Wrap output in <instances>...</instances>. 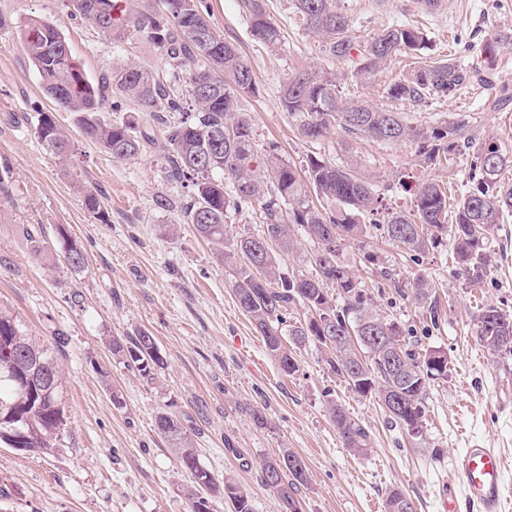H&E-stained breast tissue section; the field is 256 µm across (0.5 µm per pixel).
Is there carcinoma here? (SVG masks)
Listing matches in <instances>:
<instances>
[{"label": "carcinoma", "instance_id": "cac0c4a2", "mask_svg": "<svg viewBox=\"0 0 512 512\" xmlns=\"http://www.w3.org/2000/svg\"><path fill=\"white\" fill-rule=\"evenodd\" d=\"M250 16L252 35L269 48L278 46L282 33L268 17L263 0H242ZM70 18H80L105 33L117 46L142 38L160 49L169 61L172 80L150 70L126 64L94 84L73 56L60 25L33 16L18 30L21 47L36 67L43 88L61 109L75 115L81 134L115 160L152 151L165 178L188 190L180 215L214 254L231 277L238 307L263 336L269 354L288 375L298 371L294 350L314 344L325 352L332 373L352 391L375 396L388 417L411 440L413 429L424 428V401L430 381L448 376V364H431V350L417 351L398 325L383 319L372 298L358 281L353 266L341 254L342 241L361 239L374 228L390 244L417 257L452 237L458 274L471 283L484 279L489 268L487 245L501 221L512 216V180L505 171L512 157L483 145L471 161L470 187L456 196L435 179L397 184L411 196L409 210H385L384 190L360 170L358 161L340 166L324 157L309 155L303 170L284 161L272 147L263 165L254 162L253 129L241 100L257 93V85L237 46L224 38L211 19L204 0H62ZM306 30L323 43L325 54L348 62L357 74L374 75L388 61L405 55L410 70L386 91L395 100L425 103L455 94L467 71L446 60L422 56L427 35L409 24H395L357 44L349 36L350 19L338 0H292ZM185 86H179L180 79ZM336 75L311 71L288 79L280 102L295 121L299 134L317 140L337 126L380 142L410 141L417 145L421 164L436 166L463 138L462 126L448 119L434 125L412 126L397 112L364 103L341 106ZM144 112L120 119L110 112L128 107ZM43 148L62 161L74 153L69 134L51 112H38L32 126ZM231 189H226V184ZM85 209L104 222L98 194H82ZM260 211L259 234L237 231L228 224L247 209ZM299 226L314 244L313 271L305 275L283 271L277 253L295 250L294 227ZM64 260L75 272L84 270L86 257L77 241L62 237ZM364 259L380 266L381 278L397 290L411 287L414 298L427 302L429 283L422 277L403 281L381 265L379 255ZM305 309L302 319L288 311ZM493 312V320L485 319ZM477 340L497 354L512 353V312L497 306L479 309L475 317ZM391 326L401 337L399 350L384 353L365 344V360L353 352L349 336L384 335ZM112 352L146 380L164 368L156 338L142 330L133 336L112 338ZM402 403L393 408L388 397ZM326 408L346 447L364 454L370 435L362 422L329 398ZM0 417L18 429L27 452L58 446L64 409L62 372L54 351L28 336L21 321L0 312ZM157 433L176 451L193 477L190 512H212L215 498L231 502L234 512H252L248 495L231 477L222 480L200 465L194 439L176 416L156 417ZM294 452L284 449L261 466L262 479L280 501L281 512H301L295 497L307 481L306 466L296 468ZM385 512H415L413 502L400 490L390 491Z\"/></svg>", "mask_w": 512, "mask_h": 512}]
</instances>
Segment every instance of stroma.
Returning <instances> with one entry per match:
<instances>
[{"mask_svg":"<svg viewBox=\"0 0 512 512\" xmlns=\"http://www.w3.org/2000/svg\"><path fill=\"white\" fill-rule=\"evenodd\" d=\"M207 4L215 26L255 76L258 93L242 109L257 149L276 143L279 155L298 167L311 154L339 164L355 159L380 185L409 173L459 192L469 185L470 161L481 142L494 140L512 155V45L500 48L493 63L483 60L490 38L512 33V0H444L433 13L420 0H339L354 41L392 24H415L429 38V58L452 59L470 74L454 96L426 104L393 101L385 93L407 74L405 61L393 60L365 78L330 59L301 25L291 0H264L282 32L274 49L253 39L242 0ZM30 16L60 24L90 78L132 61L159 77L170 74L158 48L139 39L116 46L91 24L68 18L62 0H0V18L8 23L0 29V167L11 170L9 193L0 195V309L54 347L65 417L62 443L52 452L0 446V512H189L192 477L157 432L162 412L182 420L201 464L215 477L232 476L253 512H279L261 464L285 448L307 467L308 480L296 494L302 512H379L394 488L413 500L417 512H444L440 491L455 480V459L464 448H496L512 462V354L489 355L476 340L475 325L480 307L512 311V217L492 241L488 275L475 285L453 266L448 239L416 260L376 232L343 246L344 258L375 288L382 316L397 322L414 348L448 356L447 378L428 387L425 436L410 440L377 398L359 396L331 373L314 345L297 349L295 375L280 370L237 306L210 245L191 225L180 224L175 203L182 191L167 184L155 157L113 159L82 136L72 113L45 96L35 66L11 33ZM304 70L338 73L347 103L389 108L415 125L457 120L465 141L447 165L426 169L407 142L383 143L338 127L318 140L303 138L279 92ZM37 112L53 113L69 133L75 150L70 162H59L35 139L30 119ZM86 188L104 197L107 222L83 207L79 192ZM174 223L178 233H165ZM22 224L39 229L44 251L34 253L19 235ZM65 234L85 251L82 272L64 261ZM368 251L397 273L427 277L438 324L413 295L381 287L379 270L363 262ZM140 330L155 336L166 362L151 382L112 352V338ZM329 397L369 428L366 454L343 444L327 413ZM257 410L265 425L254 421Z\"/></svg>","mask_w":512,"mask_h":512,"instance_id":"obj_1","label":"stroma"}]
</instances>
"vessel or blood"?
Segmentation results:
<instances>
[{"mask_svg": "<svg viewBox=\"0 0 512 512\" xmlns=\"http://www.w3.org/2000/svg\"><path fill=\"white\" fill-rule=\"evenodd\" d=\"M458 484L446 485L441 497L446 512H455L458 500H465L477 512H504V477L507 471L502 455L493 448L465 449L455 461Z\"/></svg>", "mask_w": 512, "mask_h": 512, "instance_id": "vessel-or-blood-1", "label": "vessel or blood"}]
</instances>
